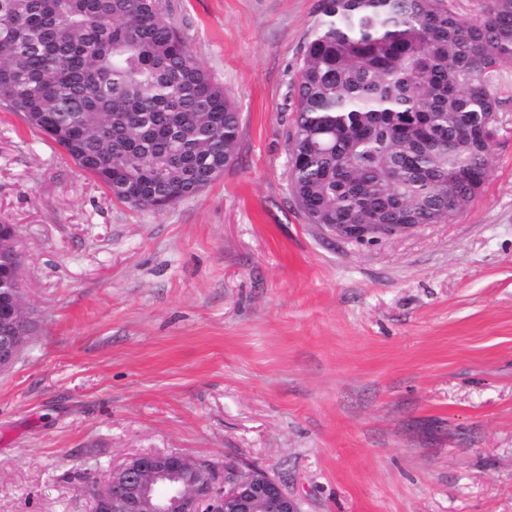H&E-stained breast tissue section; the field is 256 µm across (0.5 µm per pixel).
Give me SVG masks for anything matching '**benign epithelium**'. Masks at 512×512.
Instances as JSON below:
<instances>
[{
    "instance_id": "1",
    "label": "benign epithelium",
    "mask_w": 512,
    "mask_h": 512,
    "mask_svg": "<svg viewBox=\"0 0 512 512\" xmlns=\"http://www.w3.org/2000/svg\"><path fill=\"white\" fill-rule=\"evenodd\" d=\"M330 231L358 247L403 234L411 224H386L372 218L363 224H330ZM18 229L6 252L5 271L21 267ZM0 371L11 368L34 331L21 292L0 290ZM94 512H298L297 500L284 484L255 468L224 465L217 478L212 465L177 452L140 454L112 468L93 490Z\"/></svg>"
}]
</instances>
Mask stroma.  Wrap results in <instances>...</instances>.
<instances>
[{"label":"stroma","instance_id":"stroma-1","mask_svg":"<svg viewBox=\"0 0 512 512\" xmlns=\"http://www.w3.org/2000/svg\"><path fill=\"white\" fill-rule=\"evenodd\" d=\"M240 116L236 155L156 212L0 102V224L38 328L0 372V512H89L85 478L178 452L300 512H512V60L479 197L361 248L289 178L322 0H161ZM13 229V235L12 238L9 240L11 236V229L9 227H0V237L3 242V246L5 247L8 240V246L3 248L1 243V251H0V264L3 262L5 265L4 270L6 272L11 271V269L17 268L20 272L21 267V250L19 249L18 240H19V234L18 229L16 225L11 224L10 225ZM6 249V254H3V250Z\"/></svg>","mask_w":512,"mask_h":512}]
</instances>
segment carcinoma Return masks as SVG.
<instances>
[{
	"instance_id": "cac0c4a2",
	"label": "carcinoma",
	"mask_w": 512,
	"mask_h": 512,
	"mask_svg": "<svg viewBox=\"0 0 512 512\" xmlns=\"http://www.w3.org/2000/svg\"><path fill=\"white\" fill-rule=\"evenodd\" d=\"M323 0L289 173L312 224H442L489 171L512 0ZM0 100L116 200L162 211L233 160L240 116L159 0H0Z\"/></svg>"
}]
</instances>
